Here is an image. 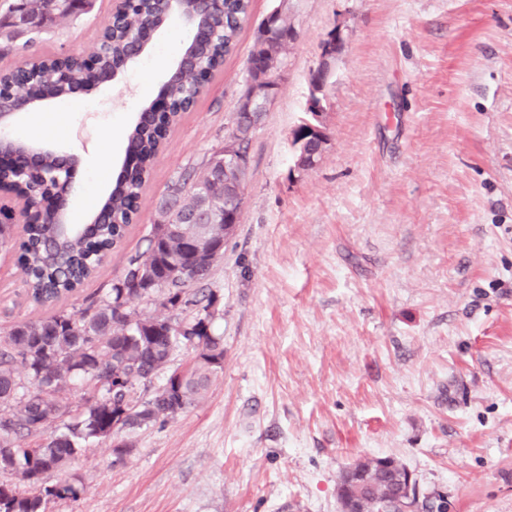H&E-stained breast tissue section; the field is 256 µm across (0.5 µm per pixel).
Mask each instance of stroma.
<instances>
[{"label":"stroma","mask_w":512,"mask_h":512,"mask_svg":"<svg viewBox=\"0 0 512 512\" xmlns=\"http://www.w3.org/2000/svg\"><path fill=\"white\" fill-rule=\"evenodd\" d=\"M279 5L294 37L251 136L240 222L206 282L224 367L184 412L120 433L123 461L93 443L46 473L84 488L47 512H340L341 473L387 456L444 512H512V0H252L93 286L121 278L170 179L202 170L234 131L249 52ZM111 6L60 20L39 52L90 54ZM335 28L328 143L299 172L292 131ZM190 37L172 18L118 79L12 125L76 162L70 223L90 221ZM24 289L0 250V332L49 315Z\"/></svg>","instance_id":"1"}]
</instances>
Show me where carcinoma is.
Returning a JSON list of instances; mask_svg holds the SVG:
<instances>
[{"mask_svg": "<svg viewBox=\"0 0 512 512\" xmlns=\"http://www.w3.org/2000/svg\"><path fill=\"white\" fill-rule=\"evenodd\" d=\"M251 0H224V17L216 22L201 68H217L235 46L248 18ZM92 2L82 0H7L0 22V47L23 54L56 19L80 16ZM170 18L166 0H138L137 6L107 35L104 65L123 56L138 29ZM51 72L44 68L20 81L17 89L39 95ZM201 90L189 82L177 90L170 122L195 106ZM247 113L237 112L232 136L249 149ZM159 128L135 123L127 147L153 164L162 145ZM142 182L119 178L100 203L103 224H88L60 243L64 255L50 259L44 238L50 217L22 229V239L0 235V249L18 248V263L26 276L33 303L53 306L97 276L98 259L111 243L123 238L139 210ZM160 203L169 207L176 231L149 233L145 250L129 258L122 278L102 294L94 293L78 312L58 311L21 321L0 336V471L18 482H0V512H46L53 499L77 500L81 487L66 479L43 484L49 471L63 468L92 442H105L123 430L147 426L186 410L207 390L223 369L224 344L215 330L217 296L199 287L224 256L220 223L224 222V170L208 168L202 176L186 170L170 181ZM154 302L169 311L164 317H141L136 302ZM179 347L195 351L194 360L169 373L152 387ZM74 386L84 392L77 407L64 404L59 394ZM153 388L146 398L136 388ZM61 421L56 434L46 437V424ZM407 469L387 457L359 460L337 484L340 508L357 499V512H414L417 499L405 491Z\"/></svg>", "mask_w": 512, "mask_h": 512, "instance_id": "carcinoma-1", "label": "carcinoma"}]
</instances>
